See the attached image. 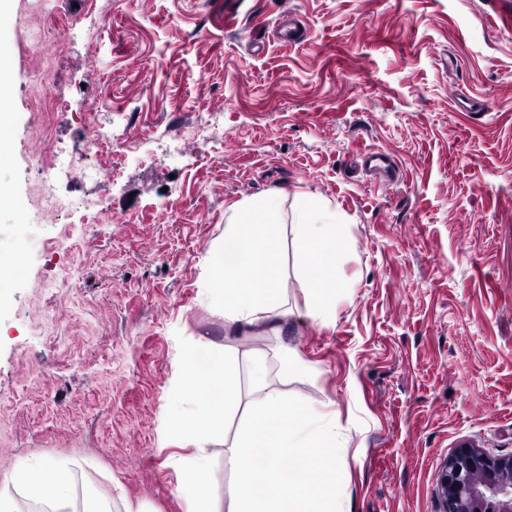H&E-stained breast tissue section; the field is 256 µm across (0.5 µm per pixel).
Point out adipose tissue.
<instances>
[{"label": "adipose tissue", "mask_w": 512, "mask_h": 512, "mask_svg": "<svg viewBox=\"0 0 512 512\" xmlns=\"http://www.w3.org/2000/svg\"><path fill=\"white\" fill-rule=\"evenodd\" d=\"M224 228L226 243L217 257V272L210 285L215 303L224 309V328L246 333L264 325L279 334L289 312L280 303L283 275L282 246L278 224H290L297 246L303 283L314 297L313 319L329 323L336 313V294L344 284L335 272L336 256L346 247V226L340 215L322 200L298 197L290 214H282L268 198L251 197L230 204ZM207 380H200L192 362L180 368L182 384L193 388L197 402L178 409L168 431L174 438L195 447L180 464V482L190 489L188 512H222L219 501L198 485L205 471L208 453L205 444L224 426V413L238 407L241 365L232 353L211 360ZM28 480L23 495L45 504L48 512H69L70 500L64 490L70 484V470L62 462L37 457L17 465Z\"/></svg>", "instance_id": "adipose-tissue-1"}]
</instances>
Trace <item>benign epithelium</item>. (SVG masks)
Masks as SVG:
<instances>
[{"label": "benign epithelium", "instance_id": "obj_1", "mask_svg": "<svg viewBox=\"0 0 512 512\" xmlns=\"http://www.w3.org/2000/svg\"><path fill=\"white\" fill-rule=\"evenodd\" d=\"M438 497L440 512H512V456L459 446L443 467Z\"/></svg>", "mask_w": 512, "mask_h": 512}]
</instances>
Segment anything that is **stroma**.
Instances as JSON below:
<instances>
[{"instance_id":"1","label":"stroma","mask_w":512,"mask_h":512,"mask_svg":"<svg viewBox=\"0 0 512 512\" xmlns=\"http://www.w3.org/2000/svg\"><path fill=\"white\" fill-rule=\"evenodd\" d=\"M512 0H0V482L21 512L25 458L73 461L68 489L115 512H186L167 434L189 350L266 351L281 396L335 414L350 512H439L462 443L512 454ZM304 22L281 41L282 16ZM43 40L42 54L30 48ZM45 90L31 89L35 69ZM482 104L467 111L465 102ZM138 141L86 148L88 117ZM390 154L394 183L361 157ZM40 154L54 182L44 189ZM106 167L84 180L79 167ZM330 202L346 287L320 324L282 224L281 336L224 331L207 289L224 211L245 197ZM110 208L87 221L77 200ZM288 344L311 373L285 377ZM200 479L229 503L226 449Z\"/></svg>"}]
</instances>
